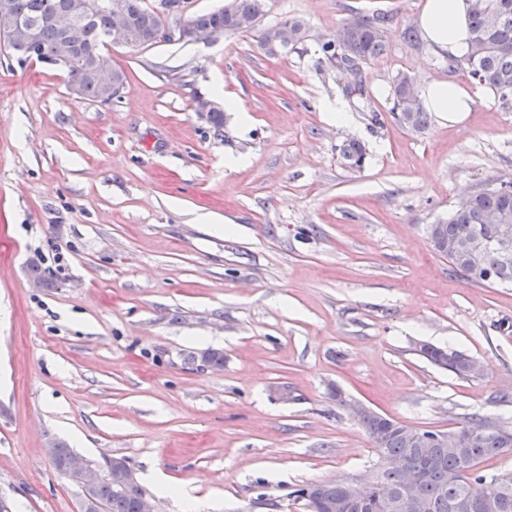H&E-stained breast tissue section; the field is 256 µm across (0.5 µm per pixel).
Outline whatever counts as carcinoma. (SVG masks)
Here are the masks:
<instances>
[{
    "instance_id": "cac0c4a2",
    "label": "carcinoma",
    "mask_w": 512,
    "mask_h": 512,
    "mask_svg": "<svg viewBox=\"0 0 512 512\" xmlns=\"http://www.w3.org/2000/svg\"><path fill=\"white\" fill-rule=\"evenodd\" d=\"M127 30L131 46L155 44L154 34L162 23V14L145 5L144 0H125ZM469 18L468 52L452 65L467 69L480 86L491 90L500 104L512 108V0H466ZM264 0H232L231 9L223 7L188 16L195 32H224L229 35L257 37V46L266 54L283 41L295 46L307 38L306 24L298 18H286L271 26H260ZM9 13L35 24L34 44L40 55L31 58L24 51L10 48L17 63L24 65L35 59L49 63L51 57L70 39L72 22L82 18L81 51L78 64L66 72L67 82L80 87L81 100L105 104L108 99L92 74L93 69L112 64L106 34L112 30V11L102 0H88V8L77 12V0H9ZM380 18L361 17L347 22L332 40L324 42L322 52L328 61L360 67L382 55L388 46ZM390 93L391 112L401 124L422 132L428 128L426 112L414 83L407 75L394 78ZM340 155L351 168H361L366 158L365 146L348 140L340 147ZM497 214L500 224H486L484 217ZM429 239L436 252L448 259L453 272L468 282L479 285L512 283V260L504 258L501 249L488 244L475 265L443 253L444 246H465L478 237L499 240L509 235L512 243V182L489 181L462 198L448 217L429 225ZM432 364L458 377H470L471 357L456 351L431 346L419 350ZM357 422L369 438L379 458L397 457L405 466L419 470L421 493L429 504L427 512H512V477L489 479L479 465L512 448V429L475 414L467 424L455 431L460 453L444 448L436 440L438 431L425 430L385 419L374 412ZM401 472L380 467L374 472L365 497L349 502L341 512H397L387 506L389 499L401 490ZM141 488L131 484L118 489L112 473L103 474L95 487L100 512H137ZM343 500V483H318L306 500L308 512H320L317 496Z\"/></svg>"
}]
</instances>
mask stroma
I'll return each instance as SVG.
<instances>
[{"mask_svg": "<svg viewBox=\"0 0 512 512\" xmlns=\"http://www.w3.org/2000/svg\"><path fill=\"white\" fill-rule=\"evenodd\" d=\"M424 3L265 0L262 25L308 28L276 56L250 35L115 47L128 84L109 105L70 97L61 71L18 65L0 41V498L13 512H80L57 442L126 458L156 512H189L180 488L200 512H307L295 490L360 483L379 461L335 387L420 429L475 414L512 428V285L468 283L428 236L473 188L512 181V108L404 39ZM376 15L390 50L361 70L362 110L321 45ZM400 74L456 80L472 112L401 126ZM197 93L234 99L221 129ZM348 139L366 147L362 168L339 156ZM34 265L50 287H31ZM419 343L483 370L455 376ZM209 348L222 368L203 365Z\"/></svg>", "mask_w": 512, "mask_h": 512, "instance_id": "1", "label": "stroma"}]
</instances>
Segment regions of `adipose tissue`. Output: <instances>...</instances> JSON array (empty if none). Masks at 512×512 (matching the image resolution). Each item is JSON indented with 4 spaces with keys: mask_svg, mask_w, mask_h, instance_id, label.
Returning a JSON list of instances; mask_svg holds the SVG:
<instances>
[{
    "mask_svg": "<svg viewBox=\"0 0 512 512\" xmlns=\"http://www.w3.org/2000/svg\"><path fill=\"white\" fill-rule=\"evenodd\" d=\"M424 41L439 55L459 57L468 49V12L466 0H425L420 16ZM421 95L428 111L441 121L463 123L472 110L474 99L451 79L427 82Z\"/></svg>",
    "mask_w": 512,
    "mask_h": 512,
    "instance_id": "1",
    "label": "adipose tissue"
}]
</instances>
